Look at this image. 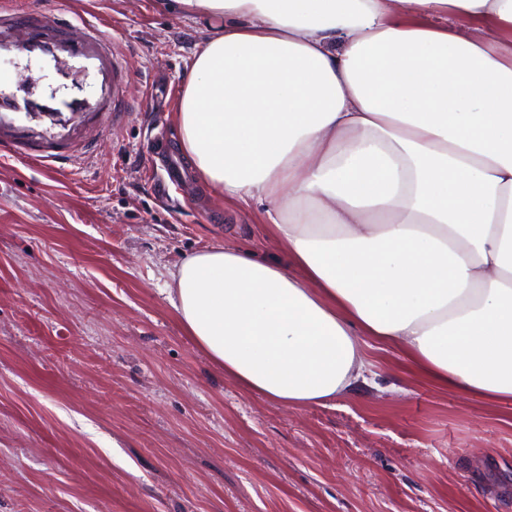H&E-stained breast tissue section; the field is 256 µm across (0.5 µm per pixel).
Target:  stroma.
Returning a JSON list of instances; mask_svg holds the SVG:
<instances>
[{
    "label": "stroma",
    "mask_w": 512,
    "mask_h": 512,
    "mask_svg": "<svg viewBox=\"0 0 512 512\" xmlns=\"http://www.w3.org/2000/svg\"><path fill=\"white\" fill-rule=\"evenodd\" d=\"M101 25L141 110L51 172L0 158V512H512V401L418 377L367 339L368 384L287 409L182 330L170 273L205 248L282 249L262 206L163 186L174 112L210 32L174 0H55Z\"/></svg>",
    "instance_id": "1"
}]
</instances>
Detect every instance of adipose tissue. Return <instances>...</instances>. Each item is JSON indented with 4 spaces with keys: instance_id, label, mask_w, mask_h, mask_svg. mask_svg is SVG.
<instances>
[{
    "instance_id": "ef3b65f1",
    "label": "adipose tissue",
    "mask_w": 512,
    "mask_h": 512,
    "mask_svg": "<svg viewBox=\"0 0 512 512\" xmlns=\"http://www.w3.org/2000/svg\"><path fill=\"white\" fill-rule=\"evenodd\" d=\"M211 20L175 123L286 260L182 262L167 300L248 394L327 404L362 337L429 383L512 400V0H175Z\"/></svg>"
}]
</instances>
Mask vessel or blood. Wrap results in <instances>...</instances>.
<instances>
[{"mask_svg":"<svg viewBox=\"0 0 512 512\" xmlns=\"http://www.w3.org/2000/svg\"><path fill=\"white\" fill-rule=\"evenodd\" d=\"M37 66L52 73L45 88L19 89L13 72ZM128 61L96 27L73 39L50 0L0 6V155L45 168L85 154L101 119L121 122L128 109Z\"/></svg>","mask_w":512,"mask_h":512,"instance_id":"vessel-or-blood-1","label":"vessel or blood"}]
</instances>
